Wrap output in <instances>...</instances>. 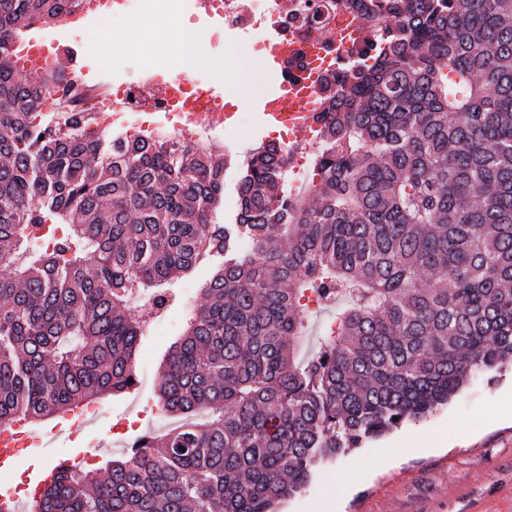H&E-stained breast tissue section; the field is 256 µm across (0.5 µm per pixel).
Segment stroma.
<instances>
[{
    "label": "stroma",
    "instance_id": "1",
    "mask_svg": "<svg viewBox=\"0 0 512 512\" xmlns=\"http://www.w3.org/2000/svg\"><path fill=\"white\" fill-rule=\"evenodd\" d=\"M176 16L203 42L201 56L208 66L200 76L203 86L218 83L226 97L241 98L237 109L242 124L227 128L217 141L228 159L224 169V193L219 210L222 223L229 224L238 212V180L253 150L264 141L280 142L278 130L259 133L254 98L242 79H228L213 66V59L233 49L223 26L198 19L188 0H175ZM144 0H128L125 7L102 16L89 29L73 33L66 45L77 64L96 70L102 67L125 80L136 79L144 70L167 76L176 70L169 58L147 62L133 53L113 52L96 61L95 36L122 32L133 18L142 16ZM210 276L201 267L191 278L173 283L177 295L167 311L169 328L143 337L136 354V390L96 399L98 418L84 432L83 445L108 440V460L126 453L139 437L152 433L160 416L156 387L162 355L183 326L187 309L201 303V288ZM197 291L185 297L187 284ZM512 369L478 373L452 397L422 419L403 422L385 435L365 442L346 457L319 468L308 484L288 499L281 512H315L318 504L331 502L330 512H512ZM432 447L416 450L423 438Z\"/></svg>",
    "mask_w": 512,
    "mask_h": 512
}]
</instances>
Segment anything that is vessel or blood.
I'll return each mask as SVG.
<instances>
[{"instance_id":"obj_1","label":"vessel or blood","mask_w":512,"mask_h":512,"mask_svg":"<svg viewBox=\"0 0 512 512\" xmlns=\"http://www.w3.org/2000/svg\"><path fill=\"white\" fill-rule=\"evenodd\" d=\"M267 67L270 86L256 101L257 120L263 125H288L294 132L296 147H309L319 127V114L313 101L316 67L320 63H334L335 55L325 51H311L306 64L292 71L288 63L298 54L297 44L289 37L277 35L266 39ZM17 66L29 74H37L54 63V56L42 40L29 37L18 44ZM80 82L84 93L98 113L126 109L127 89H115L116 78L110 72L83 73ZM151 95L140 98L139 106L145 110L163 108L166 119L174 121L176 127H195L206 132H219L233 118L224 106L223 94L216 87L191 92L174 78L152 76ZM41 441L22 424L0 431V473L13 471L23 455H35Z\"/></svg>"}]
</instances>
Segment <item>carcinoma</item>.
<instances>
[{
    "mask_svg": "<svg viewBox=\"0 0 512 512\" xmlns=\"http://www.w3.org/2000/svg\"><path fill=\"white\" fill-rule=\"evenodd\" d=\"M363 8L394 24L335 73L312 201L265 144L220 224L210 147L107 139L80 106L50 121L62 61L18 78L21 31L81 4L0 0V427L131 389L169 285L222 258L161 369L183 421L103 479L51 473L31 512H278L323 464L512 361V0ZM312 302L336 315L300 361Z\"/></svg>",
    "mask_w": 512,
    "mask_h": 512,
    "instance_id": "obj_1",
    "label": "carcinoma"
}]
</instances>
